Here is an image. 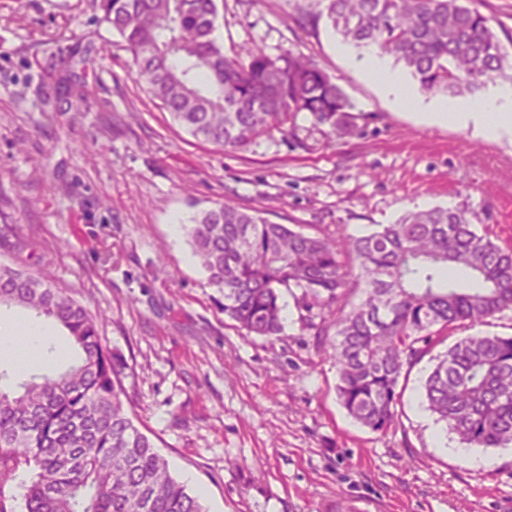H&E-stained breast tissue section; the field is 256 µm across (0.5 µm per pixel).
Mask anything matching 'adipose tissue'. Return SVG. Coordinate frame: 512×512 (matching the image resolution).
Instances as JSON below:
<instances>
[{
    "label": "adipose tissue",
    "mask_w": 512,
    "mask_h": 512,
    "mask_svg": "<svg viewBox=\"0 0 512 512\" xmlns=\"http://www.w3.org/2000/svg\"><path fill=\"white\" fill-rule=\"evenodd\" d=\"M371 78L379 81L396 96L400 105H425L424 121L431 124H454L460 127L476 126L485 137L500 138L512 135V106L490 103L481 107H473L458 103H421L418 96L410 93L400 77L387 69L380 60H372L367 65ZM53 335L50 323L38 320L31 321L24 332H17L15 326L0 325V351L9 353L18 371L26 372L33 367L52 361L48 351Z\"/></svg>",
    "instance_id": "ef3b65f1"
}]
</instances>
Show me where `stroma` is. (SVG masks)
Instances as JSON below:
<instances>
[{"label": "stroma", "mask_w": 512, "mask_h": 512, "mask_svg": "<svg viewBox=\"0 0 512 512\" xmlns=\"http://www.w3.org/2000/svg\"><path fill=\"white\" fill-rule=\"evenodd\" d=\"M217 5L227 55L259 45L310 57L352 103L353 133L302 112L241 150L199 141L137 82L95 0H0V262L102 315L104 343L128 364L135 425L205 512H512V447L479 449L487 467L459 461L457 437L421 402L429 358L401 377L395 424L364 427L337 399L314 338L322 314L300 289L282 294L281 339L248 335L172 227L224 201L320 237L466 207L512 247V137L398 107L362 72L371 51L339 54L307 0ZM72 51L93 93L80 110L44 111L41 78Z\"/></svg>", "instance_id": "stroma-1"}]
</instances>
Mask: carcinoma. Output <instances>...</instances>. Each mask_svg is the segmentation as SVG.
<instances>
[{"label": "carcinoma", "mask_w": 512, "mask_h": 512, "mask_svg": "<svg viewBox=\"0 0 512 512\" xmlns=\"http://www.w3.org/2000/svg\"><path fill=\"white\" fill-rule=\"evenodd\" d=\"M316 2L343 42L393 57L426 92L464 96L497 78L512 82L490 18L462 0ZM99 9L131 52L137 78L196 138L242 149L300 112L333 133L351 128L348 97L303 53L272 56L255 45L225 54L216 0H99ZM63 64L59 85L84 100L77 61ZM477 220L467 208L437 206L362 235L317 237L224 201L186 231L224 292V315L269 341L284 330L282 289H300L310 312L346 300L350 277L364 283L358 303L312 328L336 365L341 406L385 432L404 369L443 342L445 330L512 311V249L478 233ZM2 306L56 321L81 355L59 378L33 375L17 395L0 391V487L24 465L32 472L25 512H204L130 417L125 363L102 343L99 318L41 276L1 262ZM432 360L423 399L436 420L468 448L511 447L512 336L476 332Z\"/></svg>", "instance_id": "obj_1"}]
</instances>
